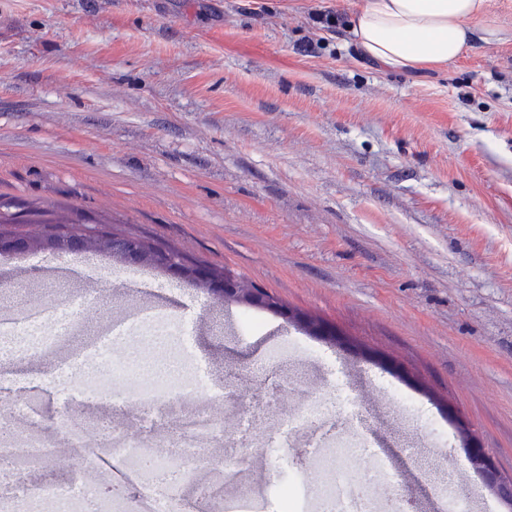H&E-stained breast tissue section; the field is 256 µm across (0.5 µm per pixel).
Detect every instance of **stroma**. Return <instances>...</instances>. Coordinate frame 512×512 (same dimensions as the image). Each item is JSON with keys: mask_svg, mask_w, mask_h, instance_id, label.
Here are the masks:
<instances>
[{"mask_svg": "<svg viewBox=\"0 0 512 512\" xmlns=\"http://www.w3.org/2000/svg\"><path fill=\"white\" fill-rule=\"evenodd\" d=\"M357 0H0V213L99 227L228 269L340 337L224 303L150 266L97 251L0 260V319L51 300L70 316L56 350L0 363V405L54 440L33 488H80L87 448L57 426L105 415L71 361L102 329L164 312L167 353L187 380L222 388L233 421L255 420L266 453L301 392L329 399L343 372L366 417L347 438L385 459L391 482L354 478L389 512H446L454 479L468 512H504L467 466L466 426L512 480V41L477 43L428 75L361 58ZM333 14L335 27L314 20ZM127 337L99 350L125 428L138 382L110 359L142 358ZM302 425L278 453L277 500L236 493L243 512H321L326 472Z\"/></svg>", "mask_w": 512, "mask_h": 512, "instance_id": "1", "label": "stroma"}]
</instances>
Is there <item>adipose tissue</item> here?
<instances>
[{
	"label": "adipose tissue",
	"instance_id": "1",
	"mask_svg": "<svg viewBox=\"0 0 512 512\" xmlns=\"http://www.w3.org/2000/svg\"><path fill=\"white\" fill-rule=\"evenodd\" d=\"M489 7L490 0H359L350 32L359 55L380 68L438 71L476 41L512 36L477 27Z\"/></svg>",
	"mask_w": 512,
	"mask_h": 512
}]
</instances>
